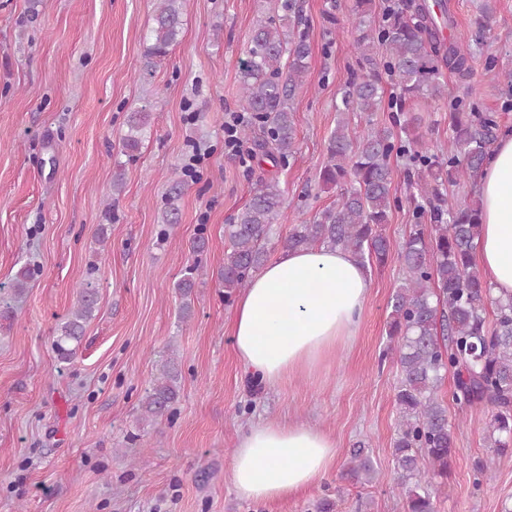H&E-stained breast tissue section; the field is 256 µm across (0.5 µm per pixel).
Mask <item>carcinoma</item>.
Returning a JSON list of instances; mask_svg holds the SVG:
<instances>
[{"mask_svg": "<svg viewBox=\"0 0 512 512\" xmlns=\"http://www.w3.org/2000/svg\"><path fill=\"white\" fill-rule=\"evenodd\" d=\"M371 4L372 0H354L351 9L359 29L354 50L361 69L352 72L342 88L336 105L340 119L328 140L327 162L320 172L322 183L340 189V197L336 206L296 225L283 248L297 250L320 243L350 251L363 265L372 259L384 264L390 243L382 227L398 206L391 192L390 159L395 154L406 160L415 223L397 254L406 276L388 302L391 346L383 351L381 361H392L399 371V421L392 464L405 512H437L429 477L448 478L458 453L448 407L438 395L448 372L455 376L452 399L456 405L490 408L491 453H512V297H492L474 264V242L481 230L479 200L459 202L443 192L446 182L481 174L498 138L499 124L490 113H455L446 159L430 153L418 133L398 142L392 128L374 127L371 116L382 109L384 78L398 90L395 107L403 112L414 100L442 98L446 74L467 86L474 72L463 44L444 35L456 26L449 0L389 4L376 37ZM285 9L286 29L272 17L255 21L239 65L242 109L252 116L241 135L247 139L259 129L262 139L257 146L276 164L286 163L295 153L292 103L303 88L311 54L306 34L298 30L303 21L300 6L296 0H285ZM181 32L182 0H160L149 29L145 66L150 68L154 59L166 56ZM378 43L387 51L381 64L374 52ZM353 115L365 122L359 134L350 128ZM148 117L143 108L128 115L126 150L139 149ZM283 203L278 182L261 178L248 203L224 225L229 245L219 273L224 296L247 288L265 264L271 227ZM426 217L428 226L422 224ZM201 276V268L190 264L175 284L184 319L192 316V296ZM488 303L494 306L491 326L486 321ZM97 304L96 289H81L76 309L52 336V349L60 360L69 361L76 354ZM181 379L174 360L161 365L140 400L143 419L174 410ZM345 475L360 484L373 481L375 469L365 445L352 450Z\"/></svg>", "mask_w": 512, "mask_h": 512, "instance_id": "obj_1", "label": "carcinoma"}]
</instances>
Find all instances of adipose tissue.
<instances>
[{
	"instance_id": "adipose-tissue-1",
	"label": "adipose tissue",
	"mask_w": 512,
	"mask_h": 512,
	"mask_svg": "<svg viewBox=\"0 0 512 512\" xmlns=\"http://www.w3.org/2000/svg\"><path fill=\"white\" fill-rule=\"evenodd\" d=\"M476 190L481 234L475 262L491 293L512 296V137L492 149ZM371 292L350 253L315 244L281 253L241 295L231 340L246 375L268 387L313 377L356 336ZM336 465V442L298 422L265 420L238 437L230 479L244 500L276 502L320 482Z\"/></svg>"
}]
</instances>
